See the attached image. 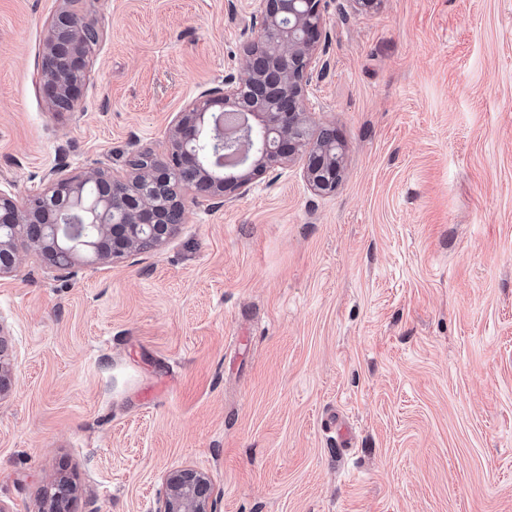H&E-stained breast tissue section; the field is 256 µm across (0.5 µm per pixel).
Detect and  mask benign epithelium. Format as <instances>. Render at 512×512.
<instances>
[{
	"instance_id": "benign-epithelium-1",
	"label": "benign epithelium",
	"mask_w": 512,
	"mask_h": 512,
	"mask_svg": "<svg viewBox=\"0 0 512 512\" xmlns=\"http://www.w3.org/2000/svg\"><path fill=\"white\" fill-rule=\"evenodd\" d=\"M62 7L44 38V88L52 108L80 104L87 58L99 31L94 19ZM323 0H256L257 38L224 86L207 88L176 113L163 156L143 148L121 173L97 166L76 175L63 169L20 201L0 188V275L12 272L24 248L57 270L103 264L165 245L189 208L213 210L246 194L256 178L306 157L304 178L319 194L336 190L343 148L324 127L309 137L306 101L322 78L317 50ZM0 329V395L10 391L14 367ZM211 481L199 469L170 471L155 512H212ZM75 491L57 476L41 512H70Z\"/></svg>"
}]
</instances>
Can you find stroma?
Wrapping results in <instances>:
<instances>
[{
    "label": "stroma",
    "instance_id": "1",
    "mask_svg": "<svg viewBox=\"0 0 512 512\" xmlns=\"http://www.w3.org/2000/svg\"><path fill=\"white\" fill-rule=\"evenodd\" d=\"M59 0H0V184L163 152L237 73L254 0H78L100 40L74 112L42 61ZM312 131L343 145L192 209L162 249L0 277L12 390L0 505L155 512L170 470L215 512H512V0H324ZM75 491L69 481L56 476L51 485L41 512H69L74 500Z\"/></svg>",
    "mask_w": 512,
    "mask_h": 512
}]
</instances>
